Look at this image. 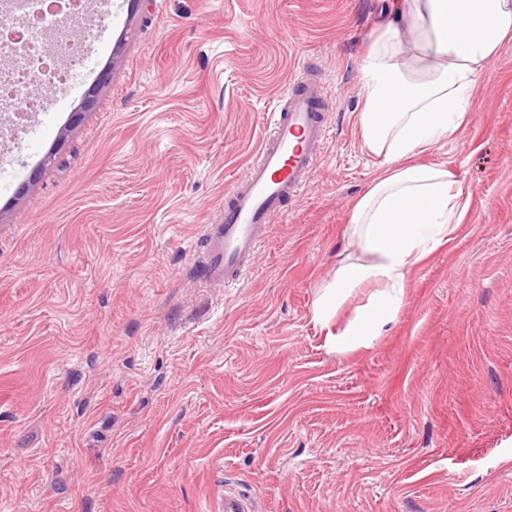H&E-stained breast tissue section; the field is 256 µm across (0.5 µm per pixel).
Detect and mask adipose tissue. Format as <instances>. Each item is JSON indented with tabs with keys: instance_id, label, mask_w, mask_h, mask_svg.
Here are the masks:
<instances>
[{
	"instance_id": "1",
	"label": "adipose tissue",
	"mask_w": 512,
	"mask_h": 512,
	"mask_svg": "<svg viewBox=\"0 0 512 512\" xmlns=\"http://www.w3.org/2000/svg\"><path fill=\"white\" fill-rule=\"evenodd\" d=\"M398 23L381 28L360 67L363 146L377 175L351 207L350 239L366 262L342 267L313 310L329 325L353 291L376 285L365 307L333 336L344 353L368 346L397 317L411 269L446 245L469 208L455 173L418 155L454 139L474 82L512 41V0H396Z\"/></svg>"
}]
</instances>
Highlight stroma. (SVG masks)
Returning a JSON list of instances; mask_svg holds the SVG:
<instances>
[{
  "label": "stroma",
  "mask_w": 512,
  "mask_h": 512,
  "mask_svg": "<svg viewBox=\"0 0 512 512\" xmlns=\"http://www.w3.org/2000/svg\"><path fill=\"white\" fill-rule=\"evenodd\" d=\"M390 0H112L94 109L37 112L0 170V512H512V42L469 122L421 155L469 210L396 320L332 351L371 294L312 320L378 160L360 61ZM328 134L249 277L193 266L203 227L304 67ZM224 512H258L252 495L246 491L224 492Z\"/></svg>",
  "instance_id": "obj_1"
}]
</instances>
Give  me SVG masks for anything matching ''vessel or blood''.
<instances>
[{
  "label": "vessel or blood",
  "instance_id": "vessel-or-blood-1",
  "mask_svg": "<svg viewBox=\"0 0 512 512\" xmlns=\"http://www.w3.org/2000/svg\"><path fill=\"white\" fill-rule=\"evenodd\" d=\"M324 97L323 83L310 71L289 83L257 159L233 182L219 223L205 228V249L197 263L201 280L238 281L285 201L298 197L309 182L327 135ZM224 512L258 509L250 493L234 490L224 494Z\"/></svg>",
  "mask_w": 512,
  "mask_h": 512
}]
</instances>
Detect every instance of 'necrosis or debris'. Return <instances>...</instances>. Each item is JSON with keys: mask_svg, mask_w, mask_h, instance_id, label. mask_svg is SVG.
Returning <instances> with one entry per match:
<instances>
[{"mask_svg": "<svg viewBox=\"0 0 512 512\" xmlns=\"http://www.w3.org/2000/svg\"><path fill=\"white\" fill-rule=\"evenodd\" d=\"M77 21L82 39H74L65 26ZM95 23L87 19V0H0V50L16 57V65L0 71V112L9 122L0 128V140L14 143L28 117L40 111L41 101L28 93L32 83L61 91L72 73L85 64V39ZM64 57L65 68L54 67Z\"/></svg>", "mask_w": 512, "mask_h": 512, "instance_id": "necrosis-or-debris-1", "label": "necrosis or debris"}]
</instances>
